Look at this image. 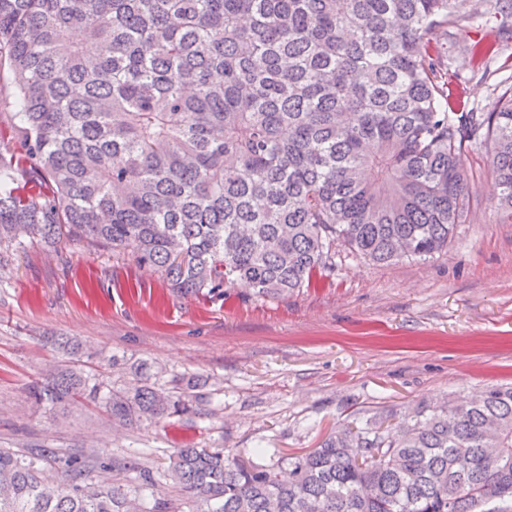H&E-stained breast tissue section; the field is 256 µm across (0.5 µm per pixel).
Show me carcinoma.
Listing matches in <instances>:
<instances>
[{
    "instance_id": "carcinoma-1",
    "label": "carcinoma",
    "mask_w": 512,
    "mask_h": 512,
    "mask_svg": "<svg viewBox=\"0 0 512 512\" xmlns=\"http://www.w3.org/2000/svg\"><path fill=\"white\" fill-rule=\"evenodd\" d=\"M485 16L512 18V0H0L19 104L0 267L12 245L66 237L130 252L175 293L275 297L328 271L338 242L376 263L442 253L470 207L466 151H484L512 211V87L488 112L456 105L432 46ZM465 50L479 81L495 75L498 41ZM31 395L124 424L193 410L73 365ZM45 460L0 448V512H512V387L343 426L286 480L178 448L176 505L140 502L147 470L118 484L80 454L50 483Z\"/></svg>"
}]
</instances>
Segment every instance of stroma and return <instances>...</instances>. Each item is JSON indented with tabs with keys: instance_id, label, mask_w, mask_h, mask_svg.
<instances>
[{
	"instance_id": "stroma-1",
	"label": "stroma",
	"mask_w": 512,
	"mask_h": 512,
	"mask_svg": "<svg viewBox=\"0 0 512 512\" xmlns=\"http://www.w3.org/2000/svg\"><path fill=\"white\" fill-rule=\"evenodd\" d=\"M476 69L463 46L449 48L452 94L488 111L512 85V39L491 81H474ZM462 160L472 201L446 254L381 265L340 245L332 272L283 297L241 284L181 296L130 254L66 239L17 249L0 271V447L50 449L51 474L94 451L115 481L149 470L146 496L166 500L163 474L183 446L284 469L353 419L512 386V221L490 163ZM53 336L77 340L104 382L133 384L128 367L144 360L158 384L201 405L124 428L82 400L36 405L29 385L62 359Z\"/></svg>"
}]
</instances>
